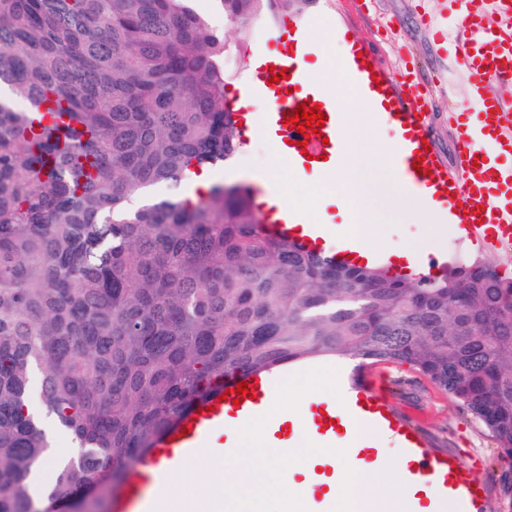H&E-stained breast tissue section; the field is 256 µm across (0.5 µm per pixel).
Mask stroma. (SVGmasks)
I'll list each match as a JSON object with an SVG mask.
<instances>
[{"label": "stroma", "mask_w": 512, "mask_h": 512, "mask_svg": "<svg viewBox=\"0 0 512 512\" xmlns=\"http://www.w3.org/2000/svg\"><path fill=\"white\" fill-rule=\"evenodd\" d=\"M356 0H290L289 18L307 17L322 12L347 22L353 33L366 41L388 70L393 80L410 73L421 78L433 98L427 114V130L442 165L454 168L458 145L451 109L471 110L470 102L448 92L451 62L439 52L433 32L420 20L421 4L438 10V0H366L364 14H356ZM280 14L264 11L255 19L246 37L241 55L233 59L225 87L230 106H237V87L251 69L255 49L273 44L282 32ZM271 149L268 142L258 141L243 148L230 166H217V180L250 183L258 169L268 167ZM380 234L393 246H410L422 262L437 273L466 257L461 239L452 233L437 234L425 216L394 207L388 224ZM368 375L382 384L388 405L412 421L439 453L457 457L463 463H478V474L489 494L488 512H512V502L504 498L499 477L505 468L497 443L485 426L465 407L452 400L415 367L408 364L376 363L366 366Z\"/></svg>", "instance_id": "35a3bbf8"}]
</instances>
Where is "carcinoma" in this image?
I'll list each match as a JSON object with an SVG mask.
<instances>
[{"label": "carcinoma", "instance_id": "obj_1", "mask_svg": "<svg viewBox=\"0 0 512 512\" xmlns=\"http://www.w3.org/2000/svg\"><path fill=\"white\" fill-rule=\"evenodd\" d=\"M220 5L242 41L288 0ZM238 53L191 0H0V85L30 105L0 97V512H82L224 379L324 357L416 367L512 458V279L344 263L267 232L241 183L189 197L242 148ZM46 98L69 123L41 124ZM36 372L77 445L44 496Z\"/></svg>", "mask_w": 512, "mask_h": 512}]
</instances>
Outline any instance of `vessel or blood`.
I'll return each mask as SVG.
<instances>
[{
  "label": "vessel or blood",
  "mask_w": 512,
  "mask_h": 512,
  "mask_svg": "<svg viewBox=\"0 0 512 512\" xmlns=\"http://www.w3.org/2000/svg\"><path fill=\"white\" fill-rule=\"evenodd\" d=\"M496 24H489V15ZM434 32V41L459 62L453 87L466 100L477 102L475 111L454 115L459 142L455 171H448L426 149L425 117L431 100L418 80L396 82L388 72L373 66L369 46L352 37L346 26H338L347 39L343 69L356 95L381 123L395 127L406 141L394 162L400 178L422 195L446 208L453 223L466 228L482 244L512 239V101L493 93L496 84L512 82V0H449L439 14H424ZM316 17L308 29L291 35L288 51L262 50L263 61L246 95L240 115V132L249 136L268 132L288 140V162L307 170L321 168L322 158H334L344 148L341 129L345 122L341 107L327 104L324 87L312 80L300 58L316 55L313 31L324 26ZM287 70V78L269 86L272 71ZM320 106L326 119L320 134L304 137L290 128L285 116L300 104ZM307 147H300V140ZM265 221L279 233L296 235L304 214L287 199H275L266 209ZM252 398L241 404L210 396L201 410L191 412L155 443L144 465L127 479L113 506L114 512H156L165 478L182 470L204 452L211 432L224 424L244 425L261 411L260 398L267 389L262 376H249ZM356 406L323 401L310 405V431L325 441L354 439V424L370 421L400 438V452L408 462L409 479L415 484L436 485L444 496L458 502L461 512H485L484 489L472 471L456 458L428 448L421 434L397 417L374 392L366 374L352 383Z\"/></svg>",
  "instance_id": "1"
}]
</instances>
